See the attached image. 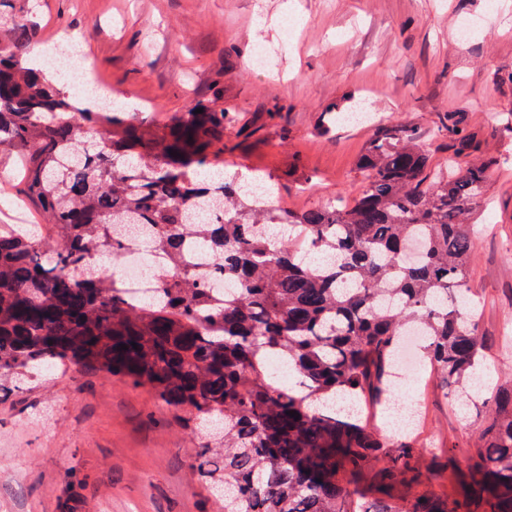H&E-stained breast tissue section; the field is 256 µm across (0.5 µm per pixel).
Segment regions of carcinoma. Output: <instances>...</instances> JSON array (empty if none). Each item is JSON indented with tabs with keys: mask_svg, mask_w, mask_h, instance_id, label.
Wrapping results in <instances>:
<instances>
[{
	"mask_svg": "<svg viewBox=\"0 0 512 512\" xmlns=\"http://www.w3.org/2000/svg\"><path fill=\"white\" fill-rule=\"evenodd\" d=\"M31 49L27 21L0 32V151L17 155L24 195L55 234L0 229V378H12L0 395L62 364L151 386L218 430L222 448L202 447L196 469L224 512H345L339 474L384 460L385 481L403 477L407 446L340 419L337 401L387 391L411 327L453 398L475 377L484 345L466 298L475 240L465 218L483 207L489 162L466 159L461 139L447 169L431 166L428 145L452 131L448 117L426 131L381 123L357 160L351 204L269 209L261 188L200 177L224 154L230 117L217 101L197 99L158 126L65 94ZM218 207L221 219L202 218ZM119 224L181 267L175 279L158 271L155 299L126 302L106 270L81 281L65 272L93 257L119 262ZM187 239L218 257L209 273L183 263ZM219 280L234 291L211 287ZM271 357L294 383L268 378ZM486 413L473 495L402 507L384 497L359 512H512V389L495 391Z\"/></svg>",
	"mask_w": 512,
	"mask_h": 512,
	"instance_id": "cac0c4a2",
	"label": "carcinoma"
}]
</instances>
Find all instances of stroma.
I'll return each mask as SVG.
<instances>
[{
    "mask_svg": "<svg viewBox=\"0 0 512 512\" xmlns=\"http://www.w3.org/2000/svg\"><path fill=\"white\" fill-rule=\"evenodd\" d=\"M0 0V23L25 18L36 46L79 34L85 60L126 111L165 123L196 99L232 116L224 167L263 171L281 204L309 208L354 197L355 162L372 123L426 129L452 114L492 164L488 206L470 230L476 246L468 296L478 306L487 386L462 414L437 373L406 389L418 421L405 443L422 463L393 487L457 496L478 460L483 406L512 381V0ZM475 23L469 42L462 21ZM269 70L251 68L257 46ZM364 101L372 122L324 125L337 99ZM15 155H0V224L44 218L19 192ZM205 433L146 386L106 374L59 370L0 400V512H220L197 479Z\"/></svg>",
    "mask_w": 512,
    "mask_h": 512,
    "instance_id": "obj_1",
    "label": "stroma"
}]
</instances>
